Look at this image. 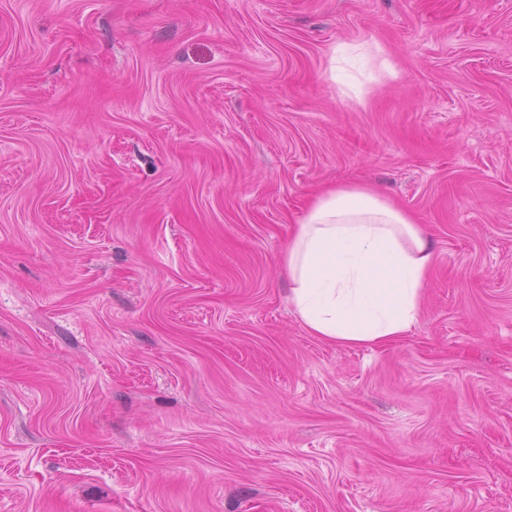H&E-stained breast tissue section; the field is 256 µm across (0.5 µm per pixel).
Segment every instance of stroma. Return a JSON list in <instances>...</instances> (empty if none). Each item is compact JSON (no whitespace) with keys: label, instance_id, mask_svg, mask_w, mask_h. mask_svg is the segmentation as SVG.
<instances>
[{"label":"stroma","instance_id":"35a3bbf8","mask_svg":"<svg viewBox=\"0 0 512 512\" xmlns=\"http://www.w3.org/2000/svg\"><path fill=\"white\" fill-rule=\"evenodd\" d=\"M346 183L436 254L384 346L288 301ZM0 512H512V0H0Z\"/></svg>","mask_w":512,"mask_h":512}]
</instances>
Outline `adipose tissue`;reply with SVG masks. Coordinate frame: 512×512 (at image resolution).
<instances>
[{
	"mask_svg": "<svg viewBox=\"0 0 512 512\" xmlns=\"http://www.w3.org/2000/svg\"><path fill=\"white\" fill-rule=\"evenodd\" d=\"M434 261L415 217L360 184L315 196L282 253L301 322L342 347L379 346L409 333Z\"/></svg>",
	"mask_w": 512,
	"mask_h": 512,
	"instance_id": "adipose-tissue-1",
	"label": "adipose tissue"
}]
</instances>
